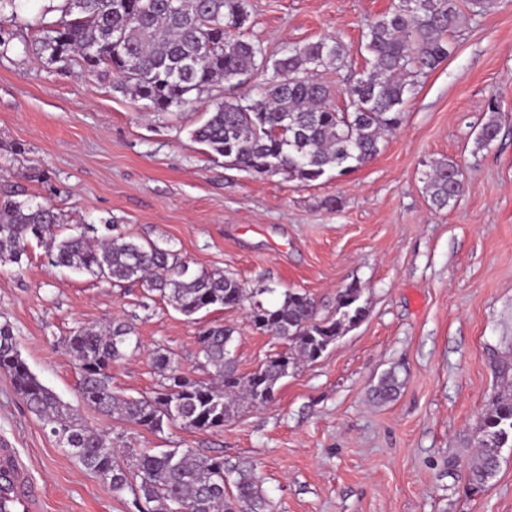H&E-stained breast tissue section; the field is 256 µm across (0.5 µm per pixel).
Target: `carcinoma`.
I'll return each instance as SVG.
<instances>
[{
	"label": "carcinoma",
	"instance_id": "carcinoma-1",
	"mask_svg": "<svg viewBox=\"0 0 512 512\" xmlns=\"http://www.w3.org/2000/svg\"><path fill=\"white\" fill-rule=\"evenodd\" d=\"M22 0H0V50L13 33ZM63 0L60 17H33L37 51L66 69L111 73L116 87L143 101L153 112H182L204 91L225 83L262 79L248 97L215 98L213 110L192 138L231 165L256 176L285 175L307 184L328 170L338 174L369 163L383 137L404 121V107L419 79L445 62L452 33L460 24L456 0H397L391 11L369 21L360 49L370 71L347 79L343 106L330 102L323 72L346 67L348 51L337 37L281 48L271 57L263 43L245 32L247 0ZM488 120L476 137L487 149L500 133L498 103H488ZM426 191L438 209L453 206L464 191L460 166L442 159L426 172ZM61 223L51 205L20 202L0 195V263H21L31 240L44 246L49 263L114 286L139 285L190 318L210 308H239L251 325L286 342L288 350L267 358L242 375L227 348L237 329L207 324L197 333L198 367L208 379L184 375L170 353L153 352L159 388L140 397L112 390V365L126 356L132 327L114 322L104 329L81 328L64 339L79 370L83 404L150 432L169 425L211 432L224 428L240 403L267 404L278 383L301 363L321 357L336 338L367 316L362 288L350 284L326 313L307 293L290 290L273 307L222 271L193 269L172 251L121 230L118 224L90 227ZM94 233L89 237L88 233ZM0 369L9 373L27 409L50 428L58 445L74 455L112 493L130 490L137 512H273L252 471L221 455L194 448L151 452L130 448L119 459L106 435L76 417L32 373L17 348L13 329L0 324ZM394 373L370 390L374 402L398 393ZM512 447V390L495 394L479 419L476 454L468 466V489L478 494L500 467V452Z\"/></svg>",
	"mask_w": 512,
	"mask_h": 512
}]
</instances>
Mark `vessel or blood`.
<instances>
[{
    "mask_svg": "<svg viewBox=\"0 0 512 512\" xmlns=\"http://www.w3.org/2000/svg\"><path fill=\"white\" fill-rule=\"evenodd\" d=\"M0 512H43V499L28 469L9 447L0 448Z\"/></svg>",
    "mask_w": 512,
    "mask_h": 512,
    "instance_id": "obj_1",
    "label": "vessel or blood"
}]
</instances>
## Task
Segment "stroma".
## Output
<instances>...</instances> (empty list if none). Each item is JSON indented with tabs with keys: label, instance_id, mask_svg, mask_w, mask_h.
Listing matches in <instances>:
<instances>
[{
	"label": "stroma",
	"instance_id": "stroma-1",
	"mask_svg": "<svg viewBox=\"0 0 512 512\" xmlns=\"http://www.w3.org/2000/svg\"><path fill=\"white\" fill-rule=\"evenodd\" d=\"M394 0H249L250 34L275 53L289 43L339 38L345 70L328 80L333 102L365 59L366 21ZM16 28L0 55V191L51 203L65 224H120L173 250L192 268L220 270L265 304L285 291L332 309L338 291L362 289L368 316L313 363L278 385L274 402L247 407L222 431L175 426L150 433L79 405V374L62 340L81 327L132 324L137 348L112 368V388L137 397L158 386L156 348L188 377L197 332L220 321L238 329L240 373L283 351L242 309L191 319L142 290L117 287L48 263L30 243L21 264H0V324H9L31 371L116 448H195L251 462L275 512H512V448L485 492L465 491L479 417L512 357V0L464 15L447 61L422 78L401 127L369 163L307 185L256 177L210 157L190 135L210 107L148 112L109 75H83L40 58ZM497 98L500 134L474 138ZM455 160L464 194L438 211L424 189L431 161ZM337 209L324 205L327 198ZM395 400L369 393L386 372ZM16 448L37 481L44 512H136L60 448L0 371V442Z\"/></svg>",
	"mask_w": 512,
	"mask_h": 512
}]
</instances>
